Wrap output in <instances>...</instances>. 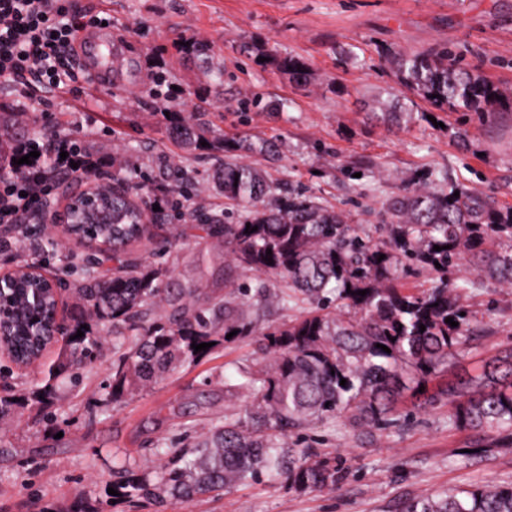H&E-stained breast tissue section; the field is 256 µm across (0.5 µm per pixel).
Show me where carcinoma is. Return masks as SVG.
<instances>
[{"instance_id": "cac0c4a2", "label": "carcinoma", "mask_w": 512, "mask_h": 512, "mask_svg": "<svg viewBox=\"0 0 512 512\" xmlns=\"http://www.w3.org/2000/svg\"><path fill=\"white\" fill-rule=\"evenodd\" d=\"M393 63L411 111L391 104L381 113L385 122L398 125L425 102L450 112L472 110L485 124L501 116L497 108L512 104L479 74L457 68L446 52L400 55ZM279 64L294 80L306 79L302 60L285 56ZM171 133L192 147L205 140L207 130L182 121ZM213 180L234 210L222 217L195 211L176 216L197 222L209 237L224 236L234 269L279 277L281 293L268 295L262 282L200 308L189 301L194 289L174 293L165 288L166 270L139 263L128 247L151 239L170 214L162 208L152 212V223H139L140 185L114 174L112 223L81 227L86 243L105 259L89 256L75 267L80 305L70 324L62 325L68 340L57 369L96 357L95 333L89 328L78 338L81 326L92 321L108 325L114 352L107 389L109 400L117 403L199 362L205 351L194 352L192 344L218 347L234 330L239 337L251 335L250 310L272 297L277 305L301 312L288 324L260 333L255 367L238 369L234 383L222 378L224 394L246 396L245 405L210 419L201 439L169 450L158 481L129 468L117 471L112 487L121 497L151 498L173 507L280 479L300 492L335 491L351 475L350 468L340 456L302 446L297 432L336 416L356 427L379 429L395 421L408 397L426 403L446 399L451 405L448 424L496 434L487 448L512 447V347L475 375H456L430 396L425 390L433 377L448 374V359L468 347L473 334L471 311L460 302V285L448 280V273L465 261L478 277L512 288V211L497 209L491 198L474 191L461 189L456 197L452 190H406L387 204L395 220L389 238L375 241L346 223L341 213L299 193L267 208L265 199L278 187L238 160H225ZM248 225L257 230L245 233ZM436 245L442 250H433ZM268 249L271 264L265 261ZM105 260L113 263L110 275L98 272ZM415 266L434 272L435 279L425 289L404 293L396 281ZM162 298L172 312L155 320L154 302ZM448 318L458 326L446 323ZM8 345L21 361L35 360L40 353L23 323L14 325ZM55 398L56 387L48 380L27 396H1L0 415L33 399L47 418ZM395 512H512V483L414 496L399 502Z\"/></svg>"}]
</instances>
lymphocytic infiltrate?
<instances>
[{"mask_svg": "<svg viewBox=\"0 0 512 512\" xmlns=\"http://www.w3.org/2000/svg\"><path fill=\"white\" fill-rule=\"evenodd\" d=\"M81 27L67 0H0V80L29 77L45 88L67 86L75 75L63 56ZM16 151L33 161L13 165L0 182V224L19 223L22 212L35 210L53 173L97 168L92 156L73 152L66 140L40 150L25 142Z\"/></svg>", "mask_w": 512, "mask_h": 512, "instance_id": "1", "label": "lymphocytic infiltrate"}]
</instances>
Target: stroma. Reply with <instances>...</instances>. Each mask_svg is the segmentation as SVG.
I'll return each instance as SVG.
<instances>
[{
  "label": "stroma",
  "mask_w": 512,
  "mask_h": 512,
  "mask_svg": "<svg viewBox=\"0 0 512 512\" xmlns=\"http://www.w3.org/2000/svg\"><path fill=\"white\" fill-rule=\"evenodd\" d=\"M72 0L84 23L111 19L114 72L111 85L82 81L47 92L0 83L7 111L26 105L55 141L70 140L100 159L105 170L135 165L148 203L173 199L174 170L193 172L197 183L183 207L223 213L224 198L211 175L225 152L213 146L183 148L157 112L156 94L177 93L181 118L209 126L239 143L240 161L285 189L304 192L340 211L366 233L389 225L385 203L423 185L436 192L463 187L493 197L512 210V119L468 127L459 141L458 113L421 104L413 120L391 126L376 119L382 101L400 91L393 57L432 50L456 66L487 77L512 98V0ZM204 45L222 72H214L197 46ZM295 56L308 66L305 82L280 70L275 57ZM274 152L260 148L261 141ZM52 240L48 254L31 241ZM140 261L169 270L172 285L196 286L202 306L232 293L257 275L225 277L222 241L199 238L182 218H172L154 238L131 245ZM85 244L62 235L55 224L33 227L28 238L0 248V268L38 264L61 279L60 314L78 302L72 257H86ZM207 257L200 270L199 257ZM461 301L476 312L486 334L448 363L449 372H478L512 346V288L475 278ZM100 350L92 363L57 379L58 419L40 422L36 406L0 418V512H160L153 500H113L112 470L123 463L157 475L162 446L180 437L175 412L200 392L212 393V413L226 400L219 381L257 357L253 338L213 350L199 364L112 404L105 386L112 374V335L97 325ZM62 343L33 365L19 368L0 356V374L17 390L31 392L54 370ZM447 403L404 406L397 424L360 430L346 419L302 429L309 445L340 454L351 475L340 490L299 493L281 481L238 486L218 499L178 505L175 512H392L405 497L487 482H512V448L465 461L459 451L472 431L448 426Z\"/></svg>",
  "instance_id": "stroma-1"
}]
</instances>
